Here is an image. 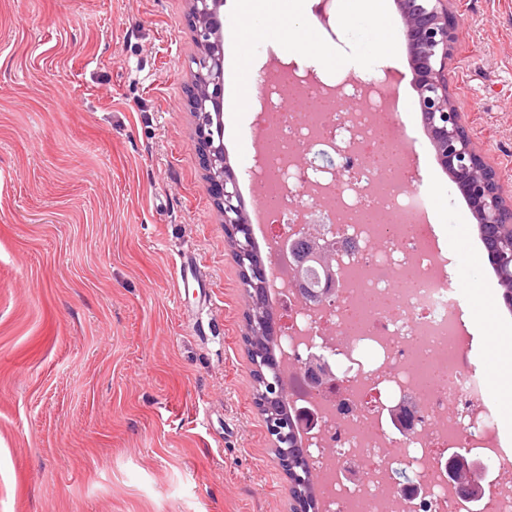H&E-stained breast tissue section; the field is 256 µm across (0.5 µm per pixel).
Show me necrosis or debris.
Wrapping results in <instances>:
<instances>
[{"instance_id": "4bbe7bcc", "label": "necrosis or debris", "mask_w": 512, "mask_h": 512, "mask_svg": "<svg viewBox=\"0 0 512 512\" xmlns=\"http://www.w3.org/2000/svg\"><path fill=\"white\" fill-rule=\"evenodd\" d=\"M262 91L275 118L276 144L264 154L259 180L276 201L266 224L277 229L268 247L277 260L274 294L287 317L279 349L289 358L319 351L335 373L333 388L318 391L304 372L288 369L290 403L318 417L307 443L322 512H474V502L449 487L445 454L451 448L480 451L493 461L492 472L480 476L482 506L512 512V457L498 448L495 423L475 414L484 394L465 360L468 338L448 259L438 240L425 236L421 208L405 191V159L387 162L382 175L365 165L378 149L381 116L395 112L386 80L374 75L344 86L347 95L366 96L360 112L285 115L279 85L266 81ZM338 146L354 159L341 181L328 182L291 159L300 149ZM327 189L336 197L327 222L353 249L341 255L335 299L309 308L284 258L309 205L290 196ZM363 347L370 363L353 362ZM396 394L417 400L423 422L416 434L393 436L387 407ZM404 467L417 475L419 495L412 500L395 479Z\"/></svg>"}]
</instances>
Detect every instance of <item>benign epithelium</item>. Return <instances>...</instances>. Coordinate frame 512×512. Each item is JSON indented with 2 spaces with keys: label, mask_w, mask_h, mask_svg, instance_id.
Here are the masks:
<instances>
[{
  "label": "benign epithelium",
  "mask_w": 512,
  "mask_h": 512,
  "mask_svg": "<svg viewBox=\"0 0 512 512\" xmlns=\"http://www.w3.org/2000/svg\"><path fill=\"white\" fill-rule=\"evenodd\" d=\"M404 24L410 62L418 92L419 112L423 128L430 136L439 165L449 174L469 201L481 227L502 239H512V201L502 194L499 176L476 149L467 129L465 115L456 104L448 69L460 34L458 15L450 8V0H396ZM224 0H188L187 22L194 33L198 54L192 60L191 80L186 88V103L195 121V150L206 171L210 196L220 223L233 229L230 251L240 270L252 267L253 238L250 216L239 190L238 177L224 156V115L221 92L224 85ZM300 158L325 172L336 173L337 157L326 151L313 155L304 151ZM317 228L312 235L291 247L296 283L304 301L319 304L336 291L341 261L333 248L325 225L308 217ZM263 331L278 336L281 331L279 312L259 318ZM297 365L306 371L310 381L323 387L332 372L324 358L314 352ZM260 370L264 390L260 392V411L265 418L270 441L286 448L294 437L314 425V416L299 412V417L284 422L277 414L278 405L288 391V370L283 356L264 355ZM398 426L414 423L412 404L402 401L390 409ZM448 474L458 494L467 499L483 495L475 481L480 464L462 455L447 461Z\"/></svg>",
  "instance_id": "obj_1"
}]
</instances>
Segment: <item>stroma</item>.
<instances>
[{"label": "stroma", "mask_w": 512, "mask_h": 512, "mask_svg": "<svg viewBox=\"0 0 512 512\" xmlns=\"http://www.w3.org/2000/svg\"><path fill=\"white\" fill-rule=\"evenodd\" d=\"M453 7L455 99L512 197V0ZM343 10L330 0L302 45L239 49L244 18L224 0V149L245 204L258 112L236 111L238 85L277 62L334 78L365 39ZM187 11L0 0V512H288L254 402L239 268L194 149ZM387 11L410 190L470 318L490 311L512 332L477 222L421 124L394 0ZM188 259L206 288L178 283Z\"/></svg>", "instance_id": "obj_1"}]
</instances>
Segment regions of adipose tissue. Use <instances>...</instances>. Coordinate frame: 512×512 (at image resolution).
Listing matches in <instances>:
<instances>
[{
	"instance_id": "obj_1",
	"label": "adipose tissue",
	"mask_w": 512,
	"mask_h": 512,
	"mask_svg": "<svg viewBox=\"0 0 512 512\" xmlns=\"http://www.w3.org/2000/svg\"><path fill=\"white\" fill-rule=\"evenodd\" d=\"M281 11L262 13L264 0H236V9L246 18L234 41L245 46L279 35L300 41L303 34L302 20L306 14L307 0H282ZM341 22L348 27L367 26L371 42L366 51L367 60L385 55L392 47L388 36L387 12L384 0H351L350 9L342 15Z\"/></svg>"
}]
</instances>
